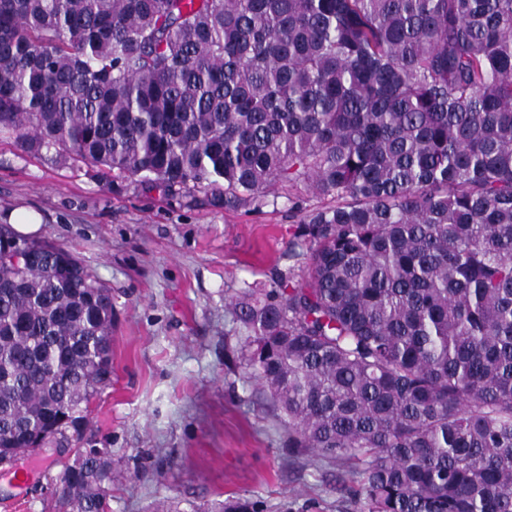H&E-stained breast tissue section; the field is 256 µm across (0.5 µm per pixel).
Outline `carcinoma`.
Listing matches in <instances>:
<instances>
[{
  "mask_svg": "<svg viewBox=\"0 0 512 512\" xmlns=\"http://www.w3.org/2000/svg\"><path fill=\"white\" fill-rule=\"evenodd\" d=\"M164 195L305 212L226 302L291 453L366 512H512V0H0V134ZM112 289L0 224V463L112 385ZM112 457L63 465L107 512ZM221 512H262L237 498Z\"/></svg>",
  "mask_w": 512,
  "mask_h": 512,
  "instance_id": "carcinoma-1",
  "label": "carcinoma"
}]
</instances>
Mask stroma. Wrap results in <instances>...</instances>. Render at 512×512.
Segmentation results:
<instances>
[{"instance_id":"1","label":"stroma","mask_w":512,"mask_h":512,"mask_svg":"<svg viewBox=\"0 0 512 512\" xmlns=\"http://www.w3.org/2000/svg\"><path fill=\"white\" fill-rule=\"evenodd\" d=\"M259 212L186 204L92 176L55 150L23 153L0 137V221L20 207L43 216L36 238L80 257L112 290V385L79 430L0 465V512H62L64 463L79 448L112 455L110 512H219L225 499L265 512H360L337 491L341 467L289 455L258 383L224 366L235 345L224 297L287 268L296 229L288 190Z\"/></svg>"}]
</instances>
